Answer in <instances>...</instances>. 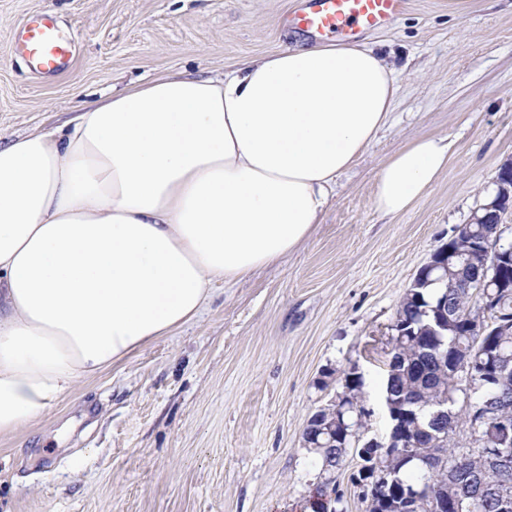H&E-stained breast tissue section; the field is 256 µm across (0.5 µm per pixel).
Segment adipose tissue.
I'll return each instance as SVG.
<instances>
[{
    "label": "adipose tissue",
    "instance_id": "obj_1",
    "mask_svg": "<svg viewBox=\"0 0 512 512\" xmlns=\"http://www.w3.org/2000/svg\"><path fill=\"white\" fill-rule=\"evenodd\" d=\"M398 90L371 47H291L150 79L0 145V435L195 318L213 282L307 240ZM448 151L432 136L396 151L375 210H408Z\"/></svg>",
    "mask_w": 512,
    "mask_h": 512
}]
</instances>
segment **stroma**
Returning <instances> with one entry per match:
<instances>
[{"label": "stroma", "mask_w": 512, "mask_h": 512, "mask_svg": "<svg viewBox=\"0 0 512 512\" xmlns=\"http://www.w3.org/2000/svg\"><path fill=\"white\" fill-rule=\"evenodd\" d=\"M297 0H0V144L58 126L112 91L168 73L216 76L240 59L313 45L282 18ZM74 40L70 67L30 71L14 51L32 15ZM362 44L400 71L389 122L338 178L310 237L233 284L128 360L78 381L37 422L0 437V512H299L335 488L365 512L348 454L322 469L303 431L356 369L365 434L387 438L390 326L418 270L496 192L512 161V0H410ZM422 135L449 162L394 218L372 204L378 169Z\"/></svg>", "instance_id": "1"}]
</instances>
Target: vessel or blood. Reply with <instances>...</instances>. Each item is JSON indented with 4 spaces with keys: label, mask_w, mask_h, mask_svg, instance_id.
Returning a JSON list of instances; mask_svg holds the SVG:
<instances>
[{
    "label": "vessel or blood",
    "mask_w": 512,
    "mask_h": 512,
    "mask_svg": "<svg viewBox=\"0 0 512 512\" xmlns=\"http://www.w3.org/2000/svg\"><path fill=\"white\" fill-rule=\"evenodd\" d=\"M408 0H303L287 14L285 24L329 41L353 42L362 34L391 23L404 11ZM17 51L42 75L66 70L75 44L65 36L54 17L41 13L28 19L15 36Z\"/></svg>",
    "instance_id": "obj_1"
}]
</instances>
